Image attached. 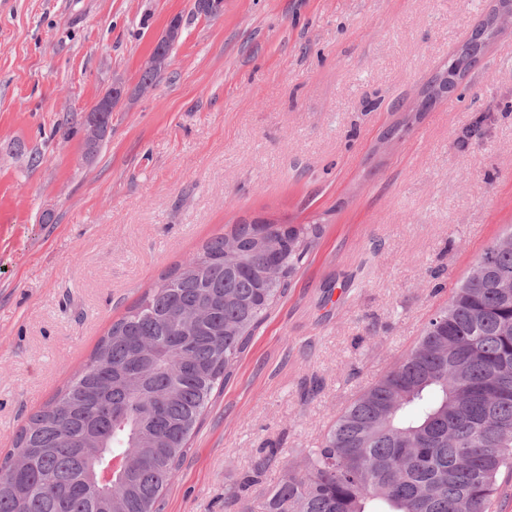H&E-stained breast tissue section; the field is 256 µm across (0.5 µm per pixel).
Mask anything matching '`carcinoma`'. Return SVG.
Here are the masks:
<instances>
[{
  "mask_svg": "<svg viewBox=\"0 0 512 512\" xmlns=\"http://www.w3.org/2000/svg\"><path fill=\"white\" fill-rule=\"evenodd\" d=\"M315 224L258 218L208 240L112 322L0 462V512H161L211 396L283 298ZM276 267V281L267 277ZM277 449L242 489L263 483ZM512 469V230L417 343L336 418L261 512H491Z\"/></svg>",
  "mask_w": 512,
  "mask_h": 512,
  "instance_id": "cac0c4a2",
  "label": "carcinoma"
}]
</instances>
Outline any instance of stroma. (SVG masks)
I'll return each mask as SVG.
<instances>
[{"label":"stroma","instance_id":"1","mask_svg":"<svg viewBox=\"0 0 512 512\" xmlns=\"http://www.w3.org/2000/svg\"><path fill=\"white\" fill-rule=\"evenodd\" d=\"M496 5L0 0V457L161 274L265 217L323 231L163 512H228L260 449L279 451L265 485L299 465L512 228V31L412 113ZM178 16L170 65L136 93ZM117 75L129 93L85 160V112Z\"/></svg>","mask_w":512,"mask_h":512}]
</instances>
